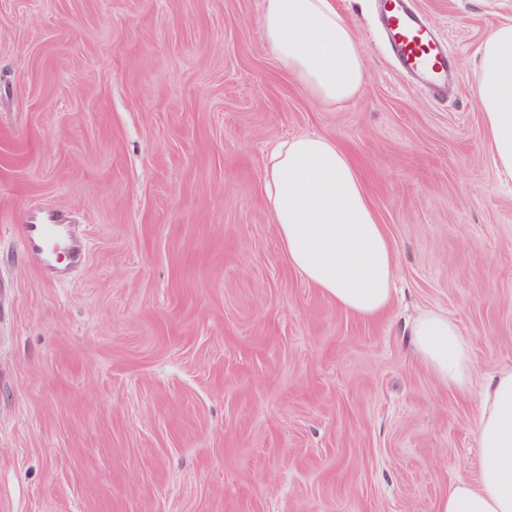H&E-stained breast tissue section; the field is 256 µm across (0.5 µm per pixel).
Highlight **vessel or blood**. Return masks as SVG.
Segmentation results:
<instances>
[{
	"mask_svg": "<svg viewBox=\"0 0 512 512\" xmlns=\"http://www.w3.org/2000/svg\"><path fill=\"white\" fill-rule=\"evenodd\" d=\"M382 23L402 71L423 78L436 92H444L454 67L448 48L441 43L409 0H380ZM26 255L42 272H57L59 261L69 268L86 259L85 245L66 233L63 215L55 210L37 209L27 213L20 227Z\"/></svg>",
	"mask_w": 512,
	"mask_h": 512,
	"instance_id": "obj_1",
	"label": "vessel or blood"
}]
</instances>
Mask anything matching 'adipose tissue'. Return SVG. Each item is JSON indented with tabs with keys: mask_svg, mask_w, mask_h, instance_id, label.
<instances>
[{
	"mask_svg": "<svg viewBox=\"0 0 512 512\" xmlns=\"http://www.w3.org/2000/svg\"><path fill=\"white\" fill-rule=\"evenodd\" d=\"M260 27L280 64L313 98L343 103L363 88L367 73L353 27L329 0H265ZM474 83L496 168L512 179V24L485 40ZM263 182L289 263L340 308L364 318L385 311L396 256L355 165L336 142L300 136L276 146ZM409 336L439 382L468 391L470 345L453 320L424 312ZM476 436L486 474L477 484H451L438 512H512V369L480 391Z\"/></svg>",
	"mask_w": 512,
	"mask_h": 512,
	"instance_id": "adipose-tissue-1",
	"label": "adipose tissue"
}]
</instances>
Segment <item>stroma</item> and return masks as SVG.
Instances as JSON below:
<instances>
[{"mask_svg":"<svg viewBox=\"0 0 512 512\" xmlns=\"http://www.w3.org/2000/svg\"><path fill=\"white\" fill-rule=\"evenodd\" d=\"M367 82L328 108L285 72L264 0H0V512H437L485 473L473 393L405 329L440 310L472 382L512 367V181L473 68L512 0H414L460 80L402 73L377 0H330ZM336 140L397 259L381 316L293 268L266 207L277 143ZM32 208L85 264L26 257Z\"/></svg>","mask_w":512,"mask_h":512,"instance_id":"obj_1","label":"stroma"}]
</instances>
